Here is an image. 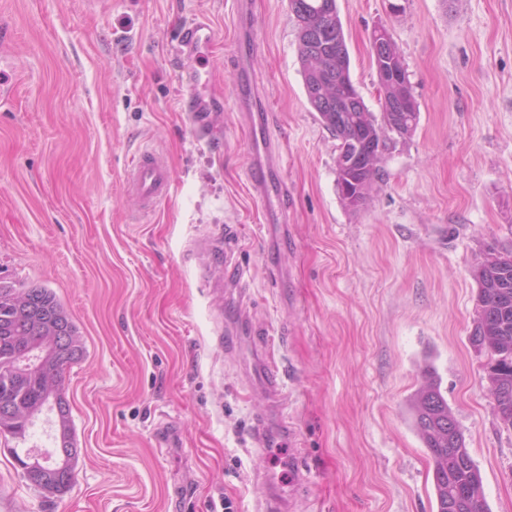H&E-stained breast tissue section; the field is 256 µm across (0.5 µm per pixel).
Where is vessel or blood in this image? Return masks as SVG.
Here are the masks:
<instances>
[{
	"instance_id": "1",
	"label": "vessel or blood",
	"mask_w": 512,
	"mask_h": 512,
	"mask_svg": "<svg viewBox=\"0 0 512 512\" xmlns=\"http://www.w3.org/2000/svg\"><path fill=\"white\" fill-rule=\"evenodd\" d=\"M216 41L213 23L203 13L182 26L177 41V54L184 63L181 109L197 136L213 144L220 140L216 117L224 109V95L211 87L209 74L200 69L199 61L211 51ZM236 72L233 95L250 149L247 182L254 198L264 206L268 224L279 228L278 233L267 236L264 241L266 266L274 272L278 269L279 253L288 244V235L283 229L288 185L279 146L269 133L263 94L251 72V61L246 52L238 53ZM129 183L144 210L149 212L168 194L171 175L162 156L145 149L134 164Z\"/></svg>"
}]
</instances>
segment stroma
I'll list each match as a JSON object with an SVG mask.
<instances>
[{
    "label": "stroma",
    "mask_w": 512,
    "mask_h": 512,
    "mask_svg": "<svg viewBox=\"0 0 512 512\" xmlns=\"http://www.w3.org/2000/svg\"><path fill=\"white\" fill-rule=\"evenodd\" d=\"M251 2L250 58L285 150L283 288L245 181L234 0H0V280L51 289L86 347L63 377L75 483L60 496L28 485L11 455L22 441L0 433V512H264L274 487L284 512H437L410 412L428 371L489 512H512V428L469 342L473 267L486 244L512 252V0H337L368 109L381 110L370 36L383 25L420 112L357 212L307 100L289 0ZM200 13L224 36L210 59L218 150L180 108L176 38ZM145 148L173 180L149 213L127 184ZM229 225L254 322L230 351L237 309L200 254ZM268 336L280 339L276 399ZM164 426L175 447L159 446Z\"/></svg>",
    "instance_id": "obj_1"
}]
</instances>
